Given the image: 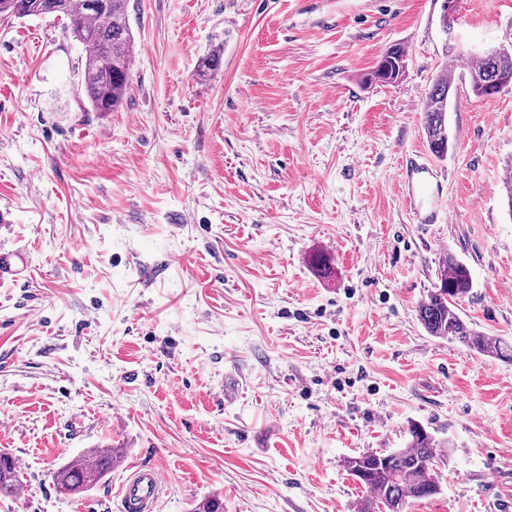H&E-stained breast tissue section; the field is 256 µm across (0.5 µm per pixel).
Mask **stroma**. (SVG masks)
Masks as SVG:
<instances>
[{
    "instance_id": "35a3bbf8",
    "label": "stroma",
    "mask_w": 512,
    "mask_h": 512,
    "mask_svg": "<svg viewBox=\"0 0 512 512\" xmlns=\"http://www.w3.org/2000/svg\"><path fill=\"white\" fill-rule=\"evenodd\" d=\"M123 107L94 111L66 19L0 18V512H120L158 463V512H357L346 458L446 441L441 492L409 512H512V363L430 336L417 305L444 252L459 303L512 342V86L455 71L447 159L423 101L446 62L512 47V0H129ZM405 76L363 79L392 44ZM219 64L205 66L210 56ZM433 170L417 223L406 159ZM328 261L321 273L315 257ZM152 278H144V270ZM124 461L78 498L50 474ZM21 484L19 466L7 453H0V493L14 492ZM167 492V483L158 465H137L122 483L119 496L126 512H154Z\"/></svg>"
}]
</instances>
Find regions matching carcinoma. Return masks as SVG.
Returning a JSON list of instances; mask_svg holds the SVG:
<instances>
[{"instance_id":"1","label":"carcinoma","mask_w":512,"mask_h":512,"mask_svg":"<svg viewBox=\"0 0 512 512\" xmlns=\"http://www.w3.org/2000/svg\"><path fill=\"white\" fill-rule=\"evenodd\" d=\"M91 0H0V17H37L56 14L69 22L73 38L84 45L83 81L89 102L98 112L117 110L126 98L132 80V48L135 45L128 0H105L104 10ZM407 50L390 46L371 73L384 83L398 80L406 70ZM512 78V53L503 49L492 57L478 55L468 70L469 84L477 96H488L492 76ZM456 89L455 77L443 70L426 93L423 129L433 156L448 154V101ZM438 285L417 306V316L429 335L458 342L478 354L512 362V344L501 338L480 335L460 314L458 302L470 294L473 280L469 267L450 253L442 258ZM402 448L367 451L344 460L349 475L369 492L358 512H405L410 501L440 493L438 449L448 443L413 423ZM117 451L90 448L52 472L53 485L62 495L72 496L95 485L111 469ZM21 484L19 466L7 453H0V493Z\"/></svg>"}]
</instances>
